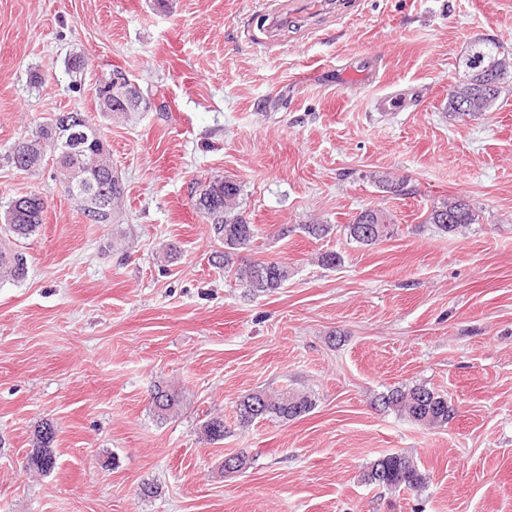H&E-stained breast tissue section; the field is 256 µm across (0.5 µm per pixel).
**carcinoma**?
Segmentation results:
<instances>
[{
    "mask_svg": "<svg viewBox=\"0 0 512 512\" xmlns=\"http://www.w3.org/2000/svg\"><path fill=\"white\" fill-rule=\"evenodd\" d=\"M480 61L466 54L458 61V67L466 74L461 86L448 93V114L478 117L489 111L502 92L512 63L501 57V46L490 40L479 49ZM42 144L36 145L22 137L14 142L8 159L14 167L24 172L38 171L46 152L54 151L67 134L62 115L46 119L37 125ZM55 179L71 182L85 195L109 194L113 198L112 208L88 214L80 197L69 193L78 210L89 224H112L118 216L124 186L112 170L110 149L101 134H92L82 144L81 152L63 155L55 154ZM380 188L395 194L404 191V182L395 180L386 173L371 174ZM218 208L202 209L204 218L210 224L214 240L223 249L211 256L213 265L231 273L240 285L253 294L270 293L281 288L291 278L292 270L280 261L248 260L240 254L248 252L257 236L256 226L251 224L240 210L241 187L232 180L225 182ZM13 205L6 208L3 224L0 225V283H20L27 276V258L17 249V240L26 239L36 233L43 224L44 200L35 193L11 199ZM476 222V213L469 202L461 197L442 201L432 207L426 223L438 230L455 234L469 224ZM349 238L363 245H372L388 237L392 232V221L379 207L362 209L355 219L345 225ZM154 393L162 397V403L151 402V410L157 420L163 422L174 417L183 402L182 392L174 387L157 386ZM378 404L386 411L407 418L428 427H442L454 414L448 399L424 385L394 388L378 398ZM315 406L312 394L302 391L271 393L254 391L241 398L236 404L239 424L250 425L258 419L277 418L293 420ZM204 435L210 441L224 439V416H214L203 424ZM56 429L51 422H44L35 433L34 448L28 455L26 468L48 473L56 466V455L52 443ZM364 480L376 486L386 485L388 489L406 488L418 490L425 483V476L413 458L405 454L384 455L373 463L364 474Z\"/></svg>",
    "mask_w": 512,
    "mask_h": 512,
    "instance_id": "cac0c4a2",
    "label": "carcinoma"
}]
</instances>
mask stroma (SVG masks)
I'll list each match as a JSON object with an SVG mask.
<instances>
[{
	"label": "stroma",
	"instance_id": "stroma-1",
	"mask_svg": "<svg viewBox=\"0 0 512 512\" xmlns=\"http://www.w3.org/2000/svg\"><path fill=\"white\" fill-rule=\"evenodd\" d=\"M272 5L0 0V209L30 192L46 204L18 243L26 279L0 286V512H512V78L491 112L448 114L473 40L512 53V0H331L271 37ZM116 66L154 102L124 123L96 110ZM393 92L403 111L381 110ZM63 112L100 125L125 187L119 225L86 223L52 160L27 173L7 159ZM217 178L241 186L250 258L293 269L275 292L247 295L212 265L195 203ZM453 196L477 221L448 235L427 217ZM373 205L395 232L365 246L344 226ZM313 218L332 233L311 238ZM159 383L184 394L163 423ZM418 384L452 404L446 427L376 403ZM285 389L314 409L238 423L242 397ZM216 415L224 438L205 442ZM46 421L57 465L40 475L24 463ZM241 451L250 467L224 472ZM390 453L417 461L422 491L365 483Z\"/></svg>",
	"mask_w": 512,
	"mask_h": 512
}]
</instances>
